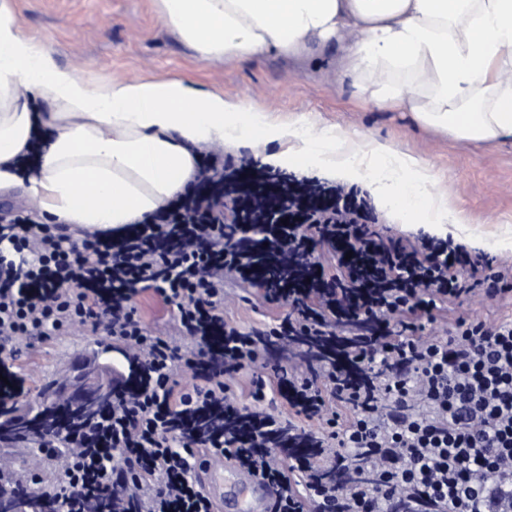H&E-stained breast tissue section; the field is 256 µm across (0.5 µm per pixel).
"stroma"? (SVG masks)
Wrapping results in <instances>:
<instances>
[{
  "label": "stroma",
  "instance_id": "1",
  "mask_svg": "<svg viewBox=\"0 0 512 512\" xmlns=\"http://www.w3.org/2000/svg\"><path fill=\"white\" fill-rule=\"evenodd\" d=\"M15 2L25 31L51 45L59 64L77 70L91 85L116 77L175 78L228 99L258 102L275 120L305 115L318 127L359 131L364 142L386 143L431 164L435 192L449 196L469 218L449 227L447 236L455 243L486 254L488 234L512 230V144L462 145L418 125L409 113L365 109L358 88L329 65L313 75L275 56L260 62H201L163 25L154 0ZM259 295V289L250 290L247 299L227 309V317L245 329L274 324L284 307L265 303ZM133 306L150 329L169 330L172 308L154 289H139ZM107 346L103 337L77 328L15 353L13 364L33 399L61 359L81 361L104 351L110 363L121 364V355L108 352Z\"/></svg>",
  "mask_w": 512,
  "mask_h": 512
}]
</instances>
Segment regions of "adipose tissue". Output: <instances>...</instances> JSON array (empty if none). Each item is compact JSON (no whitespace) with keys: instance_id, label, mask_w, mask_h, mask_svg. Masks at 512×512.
I'll return each instance as SVG.
<instances>
[{"instance_id":"adipose-tissue-1","label":"adipose tissue","mask_w":512,"mask_h":512,"mask_svg":"<svg viewBox=\"0 0 512 512\" xmlns=\"http://www.w3.org/2000/svg\"><path fill=\"white\" fill-rule=\"evenodd\" d=\"M198 60L303 58L338 45L336 65L368 107L406 112L461 143L512 144V0H155ZM264 165L371 191L399 224L434 232L467 218L433 193L428 162L306 117L179 79L94 87L22 28L0 0V196L21 192L35 220L103 237L188 193L200 151L265 147Z\"/></svg>"}]
</instances>
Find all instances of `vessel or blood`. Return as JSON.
Returning <instances> with one entry per match:
<instances>
[{"label": "vessel or blood", "mask_w": 512, "mask_h": 512, "mask_svg": "<svg viewBox=\"0 0 512 512\" xmlns=\"http://www.w3.org/2000/svg\"><path fill=\"white\" fill-rule=\"evenodd\" d=\"M202 480L210 497L224 512H271L278 497L254 471L221 458L213 459Z\"/></svg>", "instance_id": "vessel-or-blood-1"}]
</instances>
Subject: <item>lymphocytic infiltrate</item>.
Segmentation results:
<instances>
[{
  "label": "lymphocytic infiltrate",
  "mask_w": 512,
  "mask_h": 512,
  "mask_svg": "<svg viewBox=\"0 0 512 512\" xmlns=\"http://www.w3.org/2000/svg\"><path fill=\"white\" fill-rule=\"evenodd\" d=\"M198 188L204 203L114 240L16 224L13 254L0 249L1 351L81 327L124 356L111 413L42 441L78 512H215L194 466L203 454L278 488L274 512H512V318L460 321L446 336L425 326L463 296L512 299V263L382 236L342 199L320 223L265 236L296 272L262 293L287 309L262 332L278 356L275 396L314 423L289 428L264 380L252 403L236 398L262 333L226 319L237 295L225 283L252 280V216L313 195L229 161L204 168ZM484 267L488 280L461 276ZM140 287L173 306L172 333L137 317ZM178 367L190 375L180 390Z\"/></svg>",
  "instance_id": "1"
}]
</instances>
